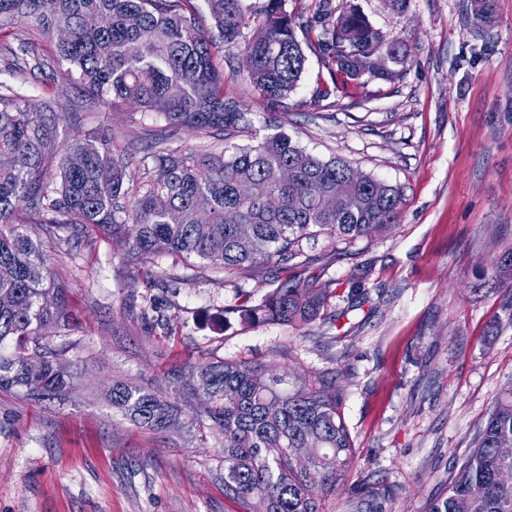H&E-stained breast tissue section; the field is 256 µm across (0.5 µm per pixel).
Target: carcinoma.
Listing matches in <instances>:
<instances>
[{"label":"carcinoma","instance_id":"1","mask_svg":"<svg viewBox=\"0 0 512 512\" xmlns=\"http://www.w3.org/2000/svg\"><path fill=\"white\" fill-rule=\"evenodd\" d=\"M210 20L193 0H0V33L19 22L49 44L46 55L22 39L9 50L8 68L31 67L55 84L76 80L91 103L108 111L129 104L167 121L150 150L134 160V146L114 145L108 127L96 138L79 130L81 113L54 98L30 99L0 84V391H23L34 401H65L73 373L44 337L50 323L68 319L70 285L45 286L43 236L78 243L100 232L139 264L160 253L200 260L229 276L257 265L286 267L304 244L371 237L398 223L400 187L364 174L335 157L308 152L284 130L287 100L305 72L307 56L286 0H206ZM322 28L310 50L331 64L332 85L363 76L391 81L406 56L358 5L336 9L313 0ZM252 15L254 31L240 42ZM494 0H469L468 24L483 32L494 23ZM243 46L247 78L277 132L241 147L245 112L225 90L237 70L228 52ZM67 65L65 71L57 64ZM193 80L182 79L184 71ZM68 113L59 130L58 113ZM189 125L211 140L205 148L174 147ZM138 162L142 178L128 173ZM288 167V182L279 179ZM330 298L325 288L282 283L260 303L238 310L249 324L303 325ZM165 388L124 378L108 394L112 408L133 425L165 434L192 432L224 453V498L251 512H319L353 464L356 447L344 417L334 372L288 379L261 362H200L187 356L164 372ZM512 386L498 398L474 448L456 468L448 493L427 512H512Z\"/></svg>","mask_w":512,"mask_h":512}]
</instances>
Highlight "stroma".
<instances>
[{
    "label": "stroma",
    "mask_w": 512,
    "mask_h": 512,
    "mask_svg": "<svg viewBox=\"0 0 512 512\" xmlns=\"http://www.w3.org/2000/svg\"><path fill=\"white\" fill-rule=\"evenodd\" d=\"M407 56L394 81L363 78L329 98V68L309 55L288 104V134L398 185V224L383 234L310 248L308 264L266 266L233 282L203 262L158 255L126 264L110 238L71 247L46 239L51 277L73 281L70 320L44 334L64 349L77 387L62 403L0 391V512H234L219 444L155 434L112 410L120 377L160 384L163 369L200 361L263 362L278 374H336L357 455L320 512H426L446 493L501 390L512 384V0H495L487 35L464 20L467 0H355ZM489 51L477 54L482 42ZM227 92L258 136L270 131L241 51ZM24 94L80 103L82 132L111 126L145 146L165 124L136 107L92 109L73 82L0 69ZM329 288L322 319L243 324L237 307L283 281ZM156 309L167 327H151Z\"/></svg>",
    "instance_id": "1"
}]
</instances>
